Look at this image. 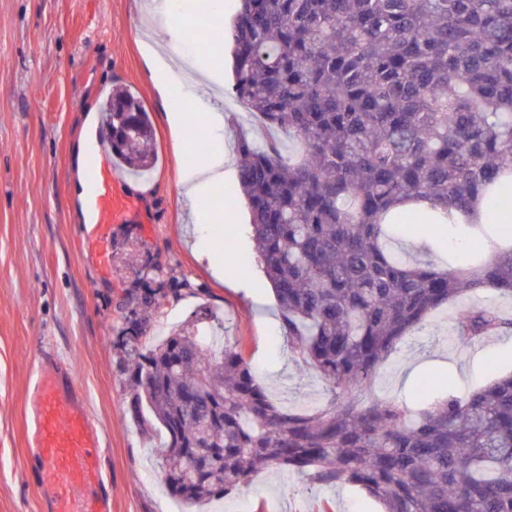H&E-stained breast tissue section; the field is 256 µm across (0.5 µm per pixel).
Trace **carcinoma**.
<instances>
[{
  "label": "carcinoma",
  "instance_id": "1",
  "mask_svg": "<svg viewBox=\"0 0 512 512\" xmlns=\"http://www.w3.org/2000/svg\"><path fill=\"white\" fill-rule=\"evenodd\" d=\"M235 97L294 149L243 132L240 186L295 360L324 381L311 413L276 405L205 305L156 343L129 302L119 349L134 409L164 433V483L186 506L263 470L353 484L383 512H512V374L466 397L408 409L362 404L397 344L432 313L493 289L512 300V224H459L477 201L512 203V0H240L231 31ZM112 155L150 171L153 130L125 87L105 103ZM428 201L429 239L486 243L444 266L404 261L388 231ZM453 335L476 344L512 318L474 307Z\"/></svg>",
  "mask_w": 512,
  "mask_h": 512
}]
</instances>
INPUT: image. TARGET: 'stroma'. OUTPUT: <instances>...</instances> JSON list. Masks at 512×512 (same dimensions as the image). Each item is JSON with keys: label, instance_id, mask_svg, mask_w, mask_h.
<instances>
[{"label": "stroma", "instance_id": "35a3bbf8", "mask_svg": "<svg viewBox=\"0 0 512 512\" xmlns=\"http://www.w3.org/2000/svg\"><path fill=\"white\" fill-rule=\"evenodd\" d=\"M178 33L153 0H0V512H46L29 452L32 412L26 392L32 361L48 348L70 365L88 398V412L107 450L112 512H179L163 482L160 438L132 414V389L117 351L128 295L183 283L164 300L151 335L160 338L199 304L224 322L222 343L237 346L274 401L310 411L324 401L312 368L291 360L269 283L254 250L238 179L223 184L220 206L231 230L236 272L217 277L199 247L212 235L190 220L180 194V167L191 145L172 133L173 95L188 101L210 127L224 118V144L236 152L240 133L263 144L269 131L231 93L191 85L186 58L204 60L212 20L207 0H178ZM171 53L168 95H161L144 58L147 43ZM130 89L154 131L155 167L142 175L117 168L107 264L84 242V203L74 191L75 150L105 120L113 87ZM474 306L512 316V301L487 290L442 307L380 368L363 402L378 399L416 407L413 388L428 380L435 394L466 395L512 371V338L472 346L451 330ZM207 512H380L358 487L321 486L263 471L241 490L211 501Z\"/></svg>", "mask_w": 512, "mask_h": 512}]
</instances>
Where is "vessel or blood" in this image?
<instances>
[{
	"mask_svg": "<svg viewBox=\"0 0 512 512\" xmlns=\"http://www.w3.org/2000/svg\"><path fill=\"white\" fill-rule=\"evenodd\" d=\"M113 174L104 151L95 150L86 200L92 222L82 233L92 245L105 240L112 222ZM27 401L33 412L36 479L48 495L47 512H112L101 437L86 397L73 373L49 352L34 359Z\"/></svg>",
	"mask_w": 512,
	"mask_h": 512,
	"instance_id": "1",
	"label": "vessel or blood"
}]
</instances>
